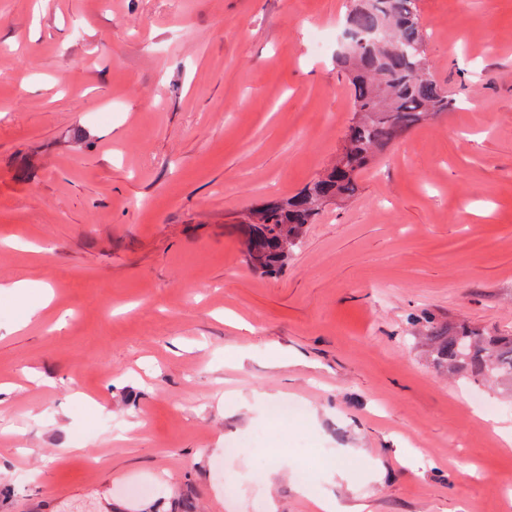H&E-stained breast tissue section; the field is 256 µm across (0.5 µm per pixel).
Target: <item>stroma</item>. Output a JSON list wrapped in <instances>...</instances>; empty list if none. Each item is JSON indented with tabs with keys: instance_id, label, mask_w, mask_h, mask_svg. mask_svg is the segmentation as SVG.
<instances>
[{
	"instance_id": "35a3bbf8",
	"label": "stroma",
	"mask_w": 512,
	"mask_h": 512,
	"mask_svg": "<svg viewBox=\"0 0 512 512\" xmlns=\"http://www.w3.org/2000/svg\"><path fill=\"white\" fill-rule=\"evenodd\" d=\"M347 6L0 0V512H512V393L412 325L512 336V0H418L457 107L242 253L353 117Z\"/></svg>"
}]
</instances>
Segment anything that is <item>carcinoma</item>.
Segmentation results:
<instances>
[{"instance_id": "cac0c4a2", "label": "carcinoma", "mask_w": 512, "mask_h": 512, "mask_svg": "<svg viewBox=\"0 0 512 512\" xmlns=\"http://www.w3.org/2000/svg\"><path fill=\"white\" fill-rule=\"evenodd\" d=\"M344 33L351 48L336 54V64L348 80L354 115L334 163L300 192L248 209L239 223L246 263L267 277L280 273L325 207L358 194L360 175L379 154L456 104L426 67L417 0H350ZM426 331L437 365L464 377L512 380V337L485 338L429 320Z\"/></svg>"}]
</instances>
